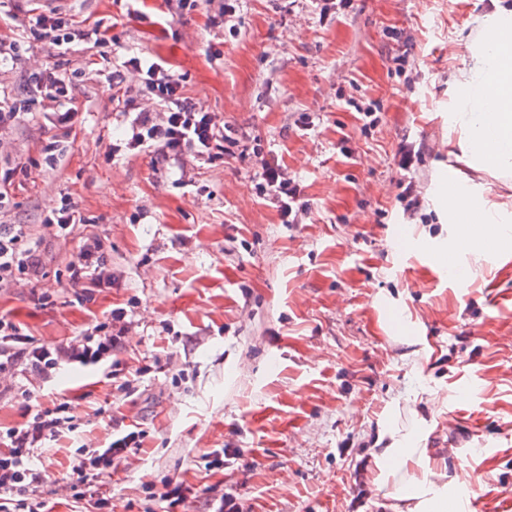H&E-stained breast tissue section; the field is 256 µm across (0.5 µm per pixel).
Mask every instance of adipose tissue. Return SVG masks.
Masks as SVG:
<instances>
[{"label":"adipose tissue","instance_id":"1","mask_svg":"<svg viewBox=\"0 0 512 512\" xmlns=\"http://www.w3.org/2000/svg\"><path fill=\"white\" fill-rule=\"evenodd\" d=\"M468 63L453 71L448 102V130L457 136L458 159L477 173L499 179L512 177V7H500L476 18L465 40ZM498 86L495 98L483 93L487 81ZM459 193L476 198L467 224H459L457 205L439 196L440 217L453 233L456 247L481 259L487 238L512 241V207L475 192L469 181ZM374 464L381 480L395 479V497L407 512H447L448 485L414 433L388 432L384 447L375 449Z\"/></svg>","mask_w":512,"mask_h":512}]
</instances>
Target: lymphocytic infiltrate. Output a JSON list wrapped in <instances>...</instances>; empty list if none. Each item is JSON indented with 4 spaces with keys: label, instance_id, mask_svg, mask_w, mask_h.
<instances>
[{
    "label": "lymphocytic infiltrate",
    "instance_id": "f902f5d3",
    "mask_svg": "<svg viewBox=\"0 0 512 512\" xmlns=\"http://www.w3.org/2000/svg\"><path fill=\"white\" fill-rule=\"evenodd\" d=\"M0 0V63L16 61L21 43L7 36V29L20 26L27 38L49 45L63 56L82 44H107V30L78 19L54 7L41 9L40 0ZM138 74L141 84L156 99L157 111H140L131 120L123 142L113 145V153L136 151L151 154L155 164L168 165L193 159L212 162L246 155L245 136L237 127L219 123L214 113L199 107L183 91L180 74L161 64L145 63L133 56L121 58L111 73L112 79H124L126 73ZM71 80L66 73L48 67L30 73L23 96H0V131L10 128L27 114L30 102L48 98L61 104L52 115L54 128L72 134L78 122V108L70 104ZM255 188L261 199L276 204L283 223H298L309 206L301 199L299 182L287 177L277 159L256 154ZM38 242L26 224L0 225V292L14 287L19 280L38 282L41 275ZM104 262L97 242H85L78 258L69 265L68 283L74 288L102 287ZM128 327L123 312L112 314L104 334L84 332L52 348L26 345L19 326L9 315H0V378L53 381L61 367L105 365L113 352L121 349ZM71 407L64 397L51 405H31L28 420L19 426L0 430V512H44L41 495L48 483L46 471L37 469L33 459L46 442L74 432ZM138 432L112 439L106 447L87 448L73 469L74 486H94L111 477L124 452L139 445Z\"/></svg>",
    "mask_w": 512,
    "mask_h": 512
}]
</instances>
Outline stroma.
I'll return each instance as SVG.
<instances>
[{"instance_id":"1","label":"stroma","mask_w":512,"mask_h":512,"mask_svg":"<svg viewBox=\"0 0 512 512\" xmlns=\"http://www.w3.org/2000/svg\"><path fill=\"white\" fill-rule=\"evenodd\" d=\"M224 0L160 14L144 0H64L108 28L112 42L60 57L32 43L0 65V90L59 65L81 109L76 134L58 139L38 100L0 133V174L12 171L0 222L41 236L43 277L0 292V314L29 343L51 347L127 313L113 376L77 364L34 398L64 394L77 429L42 463L49 512H75L77 450L111 429L143 434L105 491L114 512H164L149 486L172 480L191 495L173 512H201L206 495L235 492L243 512H400L375 480L370 454L391 426L414 431L449 474L471 469L472 512H512V255L481 263L468 287L442 276L429 249L447 242L437 214L439 177H472L448 138L452 68L492 0H352L320 19L314 0H241L240 28L212 25ZM163 61L184 92L218 121L255 137L300 182L311 209L282 223L259 199L251 160L154 164L113 155L126 103H154L134 78L109 84L114 48ZM407 55L396 73L392 59ZM380 107L363 131L360 107ZM316 119L301 128L304 116ZM410 144V171L398 150ZM415 179L421 211L415 251L389 247L409 226L400 195ZM69 197L85 216L70 234H45L44 217ZM97 240L111 287L68 285V265ZM226 448L232 467L213 468Z\"/></svg>"}]
</instances>
